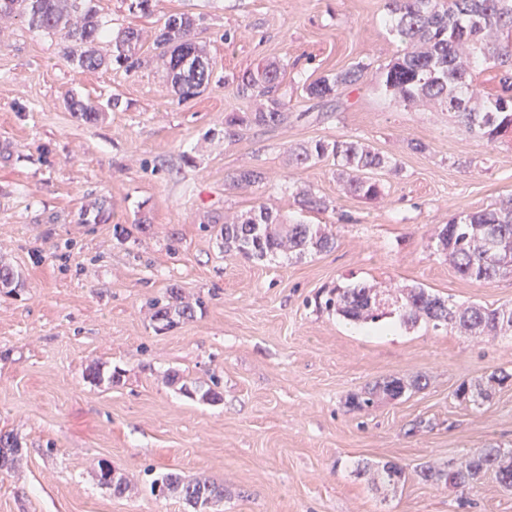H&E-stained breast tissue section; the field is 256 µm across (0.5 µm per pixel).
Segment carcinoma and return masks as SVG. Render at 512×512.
I'll return each mask as SVG.
<instances>
[{
  "mask_svg": "<svg viewBox=\"0 0 512 512\" xmlns=\"http://www.w3.org/2000/svg\"><path fill=\"white\" fill-rule=\"evenodd\" d=\"M384 9L391 31L404 49L378 68V87L405 107L427 99L437 101L454 114L466 132L481 134L491 143L504 136L512 127V0H385ZM12 15L58 39L64 56L78 69L96 70L107 62L127 69L139 64L136 50L140 34L133 27L112 35L110 58L98 54L96 44L109 28L94 0H0V17ZM197 28L196 17L173 13L154 41L165 61L167 78L181 99L204 91L212 73L210 59L196 40ZM187 56L190 63L185 65ZM368 69L369 65L356 63L315 79L303 91L309 99L338 97L357 85ZM489 69L496 72L499 93H485L478 83V75ZM283 77L284 70L277 65L246 71L238 77L237 93L260 98L263 103L253 112L227 115L224 137L234 140L244 126L276 127L288 119V102L278 95ZM329 156L343 171L353 173L348 192L365 200L381 193L373 171L393 164L391 158L354 140L303 146L294 152V162L304 166ZM296 198L305 211L325 207L322 199L309 192L299 191ZM436 239L463 278L491 281L511 273L512 195L501 198L492 208L452 219L437 232ZM331 244L332 235L321 225L285 224L263 205L233 224H224V249L245 257H274L287 251L301 255ZM324 307L354 322H374L380 317L377 292L367 286H338L330 291ZM154 309L157 319L168 324L191 316L190 307L173 290L170 300L154 303ZM399 318L408 325L422 320L436 326L444 323L471 336L512 332V306L450 305L420 287L403 290ZM408 387L401 378L386 380L356 398L354 407L370 406L379 392L395 398ZM456 395L478 406L488 398L487 389L480 384L462 386ZM499 456L496 448H481L446 469L427 467L419 475L425 481L465 487L488 472L500 478Z\"/></svg>",
  "mask_w": 512,
  "mask_h": 512,
  "instance_id": "obj_1",
  "label": "carcinoma"
}]
</instances>
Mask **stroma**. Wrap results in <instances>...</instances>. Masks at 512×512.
<instances>
[{"label": "stroma", "mask_w": 512, "mask_h": 512, "mask_svg": "<svg viewBox=\"0 0 512 512\" xmlns=\"http://www.w3.org/2000/svg\"><path fill=\"white\" fill-rule=\"evenodd\" d=\"M129 3L96 0L110 29L141 34L129 71L76 69L56 39L0 19V260L24 280L0 289V432L20 444L0 470V512H188L153 492L167 473L222 485L210 512H512L494 475L466 489L419 476L488 446L512 452V381L479 406L455 396L512 374V334L406 325L395 303L421 286L456 305H512V276L462 278L433 239L512 194V137L487 142L368 79L306 97L327 72L398 54L384 0H153L148 16ZM181 12L199 18L212 66L186 100L153 48ZM270 62L286 67L287 122L225 138V115L256 107L234 78ZM78 99L97 120L71 111ZM319 140L394 158L374 173L382 197L348 193L334 159L292 166L293 150ZM245 169L263 180L233 185ZM300 189L325 211H301ZM261 204L327 226L333 248L273 260L225 251L224 219ZM339 285L375 286L397 332L368 335L321 308ZM173 290L193 314L168 327L152 302ZM393 377L410 384L400 398L351 406ZM212 387L219 401L204 399ZM102 461L125 477L124 495L98 482ZM388 462L404 479L373 482Z\"/></svg>", "instance_id": "1"}]
</instances>
